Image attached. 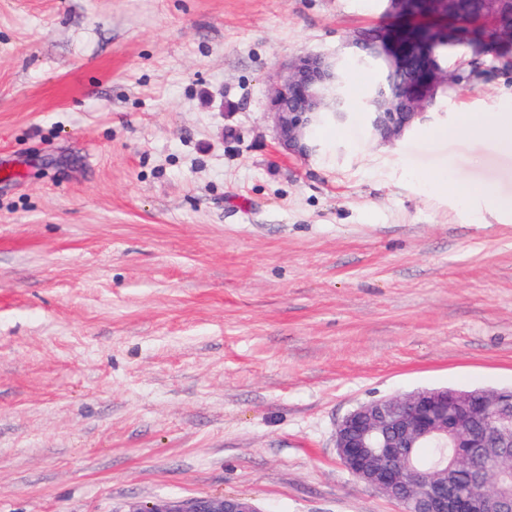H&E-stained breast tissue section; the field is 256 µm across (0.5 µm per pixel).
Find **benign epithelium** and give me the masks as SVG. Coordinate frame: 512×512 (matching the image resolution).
<instances>
[{"instance_id":"7a95c632","label":"benign epithelium","mask_w":512,"mask_h":512,"mask_svg":"<svg viewBox=\"0 0 512 512\" xmlns=\"http://www.w3.org/2000/svg\"><path fill=\"white\" fill-rule=\"evenodd\" d=\"M422 1L447 14L457 9V0H385L386 13L407 16ZM439 40L436 35L411 43V50L429 63L426 77H406L393 95L368 101V121L380 142L392 144L401 139L424 119L439 94L455 86V75L437 61ZM357 49L382 61L388 72H401L404 40L384 33L369 38L358 31L334 50L295 55L274 81L268 113L278 143L288 153L311 154V131L326 89H336L340 103L336 120L349 118L343 62ZM427 438L441 439L456 449L449 467L419 471L413 466V448ZM335 448L352 477L396 501L401 512H512V388L469 393L424 390L361 403L337 423ZM462 475L479 487L477 493H459ZM126 512L262 510L249 498L231 496L132 505Z\"/></svg>"}]
</instances>
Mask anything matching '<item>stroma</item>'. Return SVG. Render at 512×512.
I'll list each match as a JSON object with an SVG mask.
<instances>
[{
	"label": "stroma",
	"mask_w": 512,
	"mask_h": 512,
	"mask_svg": "<svg viewBox=\"0 0 512 512\" xmlns=\"http://www.w3.org/2000/svg\"><path fill=\"white\" fill-rule=\"evenodd\" d=\"M383 0H0V512L243 496L400 512L334 448L358 404L512 387V69L392 145L355 112L288 155L267 112L302 51ZM457 126L492 145L500 154L512 156V116L501 112H461ZM456 191L464 197H481L491 208L509 206V200L503 198L496 187L488 182L460 183L456 186Z\"/></svg>",
	"instance_id": "35a3bbf8"
}]
</instances>
